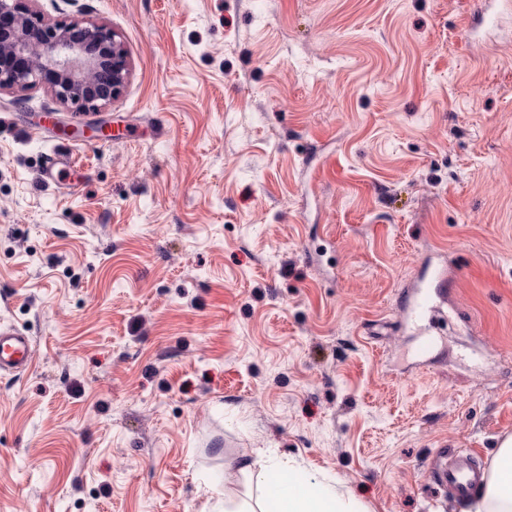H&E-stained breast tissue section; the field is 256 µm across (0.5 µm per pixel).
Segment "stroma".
<instances>
[{
    "label": "stroma",
    "instance_id": "obj_1",
    "mask_svg": "<svg viewBox=\"0 0 512 512\" xmlns=\"http://www.w3.org/2000/svg\"><path fill=\"white\" fill-rule=\"evenodd\" d=\"M475 2L34 0L129 79L79 120L0 92V322L33 343L0 512H222L271 453L367 512H462L441 451L512 435V14ZM43 112L84 136L30 139ZM60 143L87 182H43Z\"/></svg>",
    "mask_w": 512,
    "mask_h": 512
}]
</instances>
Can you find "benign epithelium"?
<instances>
[{"label":"benign epithelium","instance_id":"1","mask_svg":"<svg viewBox=\"0 0 512 512\" xmlns=\"http://www.w3.org/2000/svg\"><path fill=\"white\" fill-rule=\"evenodd\" d=\"M0 91L45 85L62 103L96 110L119 96L128 80L125 51L101 26L46 25L27 0H0Z\"/></svg>","mask_w":512,"mask_h":512}]
</instances>
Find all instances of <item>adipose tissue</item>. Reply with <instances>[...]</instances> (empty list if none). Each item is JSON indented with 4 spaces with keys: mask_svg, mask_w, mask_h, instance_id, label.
Here are the masks:
<instances>
[{
    "mask_svg": "<svg viewBox=\"0 0 512 512\" xmlns=\"http://www.w3.org/2000/svg\"><path fill=\"white\" fill-rule=\"evenodd\" d=\"M281 468V462L272 456L258 466L242 463L241 473L256 479L262 504L256 508L246 500H228L224 512H366L355 500L340 494L330 481L272 480V473ZM467 512H512V436L500 443L485 482Z\"/></svg>",
    "mask_w": 512,
    "mask_h": 512,
    "instance_id": "obj_1",
    "label": "adipose tissue"
}]
</instances>
